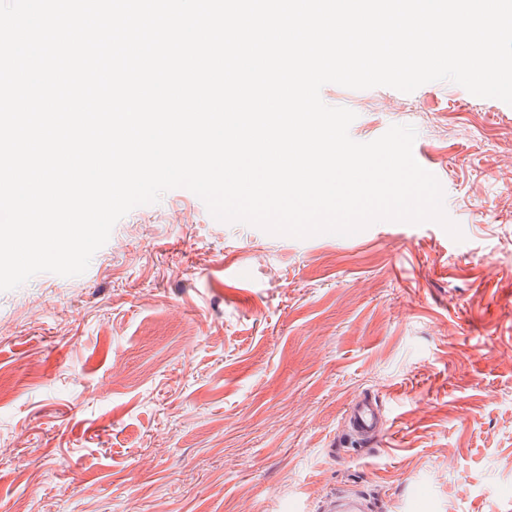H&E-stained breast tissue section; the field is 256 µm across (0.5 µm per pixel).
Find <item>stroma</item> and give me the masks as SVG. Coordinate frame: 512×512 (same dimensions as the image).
<instances>
[{"label":"stroma","mask_w":512,"mask_h":512,"mask_svg":"<svg viewBox=\"0 0 512 512\" xmlns=\"http://www.w3.org/2000/svg\"><path fill=\"white\" fill-rule=\"evenodd\" d=\"M352 139L417 130L461 229L348 237L131 210L76 277L0 291V512H512V112L325 85ZM376 395L370 445L343 412ZM369 502L361 495H336L331 503L330 512H366L370 511Z\"/></svg>","instance_id":"obj_1"}]
</instances>
